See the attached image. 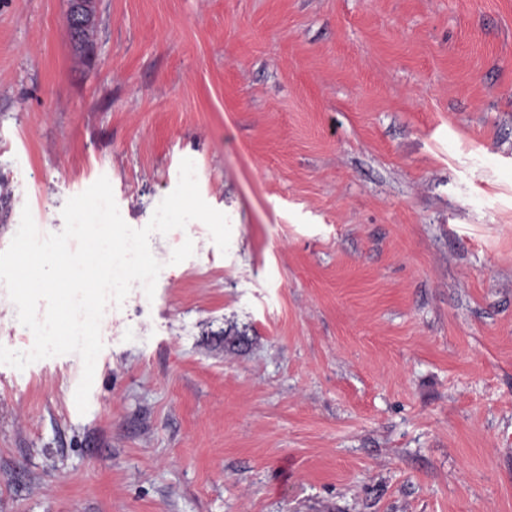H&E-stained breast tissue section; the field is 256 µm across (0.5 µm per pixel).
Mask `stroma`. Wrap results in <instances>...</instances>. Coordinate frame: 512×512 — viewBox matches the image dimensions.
Instances as JSON below:
<instances>
[{"label":"stroma","instance_id":"stroma-1","mask_svg":"<svg viewBox=\"0 0 512 512\" xmlns=\"http://www.w3.org/2000/svg\"><path fill=\"white\" fill-rule=\"evenodd\" d=\"M0 0V251L195 164L231 225L0 364V512H512V0ZM0 283V345L22 351ZM69 9L67 12V23L73 35L84 27L94 22L95 12L93 10L94 0H68ZM94 35L93 24L79 32V39L89 44Z\"/></svg>","mask_w":512,"mask_h":512}]
</instances>
